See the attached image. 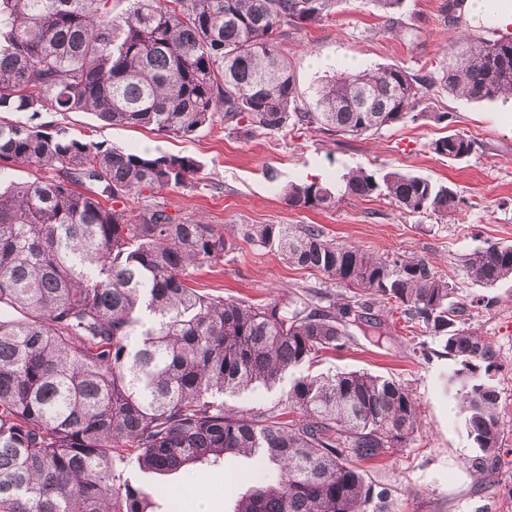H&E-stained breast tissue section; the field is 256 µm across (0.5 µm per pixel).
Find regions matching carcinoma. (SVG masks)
Segmentation results:
<instances>
[{
	"label": "carcinoma",
	"mask_w": 512,
	"mask_h": 512,
	"mask_svg": "<svg viewBox=\"0 0 512 512\" xmlns=\"http://www.w3.org/2000/svg\"><path fill=\"white\" fill-rule=\"evenodd\" d=\"M343 0H0V112H90L112 126L189 137L224 113L230 131L298 129L360 136L416 122L423 85L476 100L512 96V36H461L439 78L399 67L342 73L309 99L281 48L291 30L329 19ZM392 26L403 0H369ZM449 160L473 141L429 145ZM50 175L16 182L9 171ZM189 156L106 148L61 126L0 122V512H164L159 493L115 473L128 457L162 475L254 458L260 483L234 512H365L360 462L419 430L413 393L391 377L310 367L355 326L381 344L374 313L395 304L454 361L446 391L475 465L493 474L504 422L493 345L462 326L467 308L425 257L374 254L320 227L244 224L245 241L316 271L353 295L308 289L253 303L191 287L224 257V231L175 221L158 205L128 218L132 196L183 185ZM288 203L329 208L385 197L445 218L456 191L399 170L285 188ZM486 288L512 279V244L462 258ZM288 383L287 410L228 408L224 396Z\"/></svg>",
	"instance_id": "1"
}]
</instances>
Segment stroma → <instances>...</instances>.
I'll list each match as a JSON object with an SVG mask.
<instances>
[{"mask_svg":"<svg viewBox=\"0 0 512 512\" xmlns=\"http://www.w3.org/2000/svg\"><path fill=\"white\" fill-rule=\"evenodd\" d=\"M444 2L404 0L402 24L392 28L361 0H343L330 19L294 31L284 42L300 89L309 91L325 76L348 70L399 66L414 74L440 72L448 60L449 39L459 28L487 40L512 34V26L467 8L459 26L449 25ZM420 97L425 119L337 141L313 131L232 134L220 114L188 138L114 127L87 112H45L38 120L121 150H160L199 161L186 184L165 189L157 200L177 220H200L230 232L223 259L203 265L191 278L192 287L202 291L249 301L284 299L310 288L339 294V286L319 273L289 266L277 252L234 236V228L244 224H316L326 238L376 254L432 260L456 300L466 304V328L492 342L497 354L504 426L493 476L474 465L477 451L445 392L451 360L438 341L421 338L418 325L401 313L390 318L391 332L382 344L353 332L345 347L326 354L317 369L392 377L412 390L419 403L421 426L413 441L365 465L375 491L366 512H512V282L485 288L459 265L460 256L481 242L512 244V99L469 100L437 85L422 90ZM440 112L447 118L439 122L435 116ZM457 131L474 142L469 157L450 161L429 150L431 141ZM358 167L397 169L448 183L464 204L454 216L439 219L402 213L384 198L345 200L314 210L291 206L284 195L290 182L331 184ZM420 340L426 343L421 351L416 348ZM193 473L189 482L180 471L151 475L146 482L173 488L174 512H191L201 496L214 512H232L258 468L228 456L222 466H199Z\"/></svg>","mask_w":512,"mask_h":512,"instance_id":"stroma-1","label":"stroma"}]
</instances>
